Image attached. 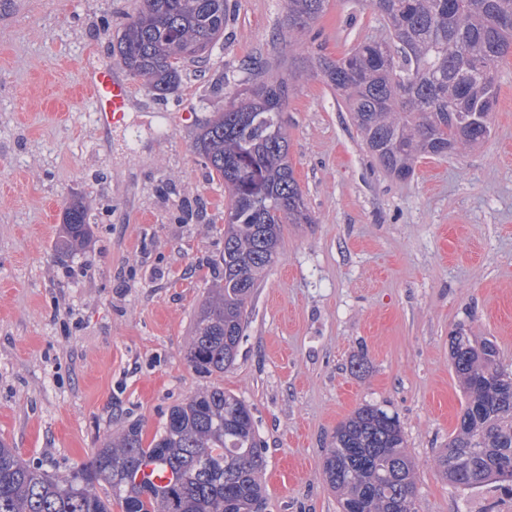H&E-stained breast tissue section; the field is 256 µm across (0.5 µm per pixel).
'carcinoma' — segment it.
Wrapping results in <instances>:
<instances>
[{
    "label": "carcinoma",
    "mask_w": 512,
    "mask_h": 512,
    "mask_svg": "<svg viewBox=\"0 0 512 512\" xmlns=\"http://www.w3.org/2000/svg\"><path fill=\"white\" fill-rule=\"evenodd\" d=\"M328 0H288L284 47L291 74L268 69L207 122L195 152L224 182V252L186 352L198 372L222 373L236 359L244 311L278 259L285 224L313 217L288 159L284 112L295 74L323 80L341 97L357 133L393 178L419 158L480 146L491 133L500 61L512 53V0H372L384 36L344 56L310 49L304 36ZM228 0H140L117 35L120 64L149 90L171 93L184 64L199 63L224 36ZM91 227L79 202L66 208L58 251H81ZM450 354L466 405L439 464L463 490L505 482L512 461V371L495 343L459 328ZM169 473L158 485L148 467ZM265 457L251 410L212 386L174 406L144 444L141 425L94 449L56 477L0 441V512H250L263 501ZM323 476L339 512H417L416 465L398 417L365 404L336 429Z\"/></svg>",
    "instance_id": "obj_1"
}]
</instances>
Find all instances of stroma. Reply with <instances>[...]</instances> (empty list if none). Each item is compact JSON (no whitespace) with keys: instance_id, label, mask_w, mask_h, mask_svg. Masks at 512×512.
<instances>
[{"instance_id":"35a3bbf8","label":"stroma","mask_w":512,"mask_h":512,"mask_svg":"<svg viewBox=\"0 0 512 512\" xmlns=\"http://www.w3.org/2000/svg\"><path fill=\"white\" fill-rule=\"evenodd\" d=\"M228 3L222 40L179 91L131 80L123 123L105 128L81 85L116 63L139 0H0V439L63 476L128 422L152 439L173 406L218 385L266 448L264 512H339L324 452L374 404L402 424L418 512H512L511 491L454 488L438 464L465 405L452 332L493 340L512 370V54L490 138L419 159L404 181L321 79L296 80L284 118L314 221L284 226L234 365L205 375L186 352L228 193L195 139L252 63L288 64L287 0ZM314 29L334 58L383 32L370 0H330ZM73 200L91 238L62 255Z\"/></svg>"}]
</instances>
